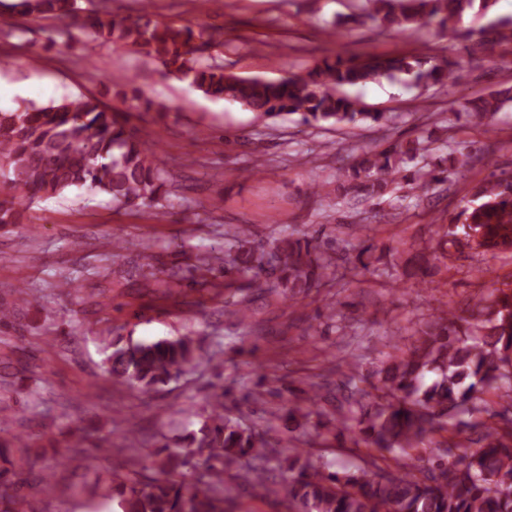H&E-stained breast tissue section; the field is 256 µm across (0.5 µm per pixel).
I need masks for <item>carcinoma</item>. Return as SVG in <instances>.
Wrapping results in <instances>:
<instances>
[{"label": "carcinoma", "instance_id": "carcinoma-1", "mask_svg": "<svg viewBox=\"0 0 512 512\" xmlns=\"http://www.w3.org/2000/svg\"><path fill=\"white\" fill-rule=\"evenodd\" d=\"M78 0H17L12 8L29 15L70 21ZM112 0H98L85 15L81 32L157 59L170 73L189 80L205 95L238 103L260 119L296 114L310 127L325 124L384 126L386 112H369L344 92L382 79L410 75L453 94L461 62L423 54H365L325 57L302 74L275 80L243 77L209 62L224 46L221 33L204 24L172 25L156 19L152 2L141 3L134 18L112 13ZM490 0H363L362 10L378 26L397 34L418 25H436L450 33L473 10L487 11ZM512 44V22L493 21L472 40L469 56L488 46ZM512 104V86L467 99L462 109L490 126ZM424 139L394 143L363 154L352 173L336 177L342 198L363 193L382 198L405 184L426 192L454 173L452 157L437 163L406 164L424 155ZM171 175L162 157L146 149L119 111L94 98L58 105L29 103L0 110V224H20L24 205L87 187L112 198L120 208H143L162 220ZM496 256L512 244V173L479 186L461 210L448 218L443 235L414 251L422 265L427 256L450 259L471 248ZM337 267L335 250L302 234L279 237L256 248L245 238L224 255V276L237 275L249 288H279L290 301L320 286ZM106 372L116 382L150 393L180 377L201 361L189 336L152 342H115L105 336ZM380 402L369 408L350 393L338 406L339 434L356 443L413 459L427 435L464 425L476 448L461 456L449 441L417 468L327 471L308 452L281 456L250 429L224 416V393L214 394L202 426L186 445L167 454L159 449L152 468L137 469L134 457L115 463L106 496L120 512H224V472L248 459L250 481L270 491L269 464L290 475L288 498L301 512H512V281L474 297L471 320L461 324L451 310L420 326L412 346L385 355ZM492 390L501 409L492 410L484 394ZM315 388L288 407V418H309L318 407ZM488 415V420L480 419ZM468 417V421L461 417ZM0 512H28L26 496L13 471L0 468Z\"/></svg>", "mask_w": 512, "mask_h": 512}]
</instances>
